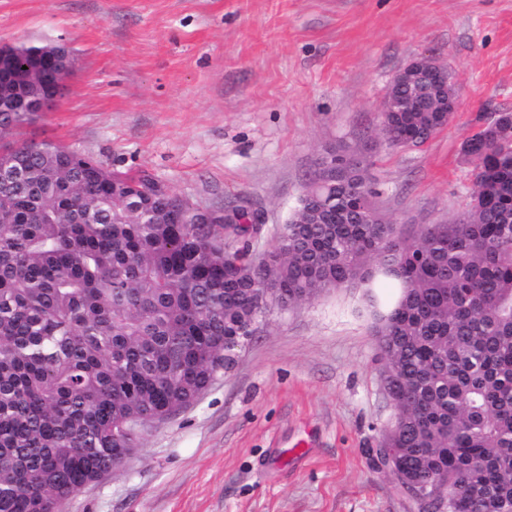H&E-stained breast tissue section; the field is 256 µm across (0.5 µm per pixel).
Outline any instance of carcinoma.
<instances>
[{
	"mask_svg": "<svg viewBox=\"0 0 512 512\" xmlns=\"http://www.w3.org/2000/svg\"><path fill=\"white\" fill-rule=\"evenodd\" d=\"M390 148L447 125L437 92L393 88ZM1 112L0 131L30 124ZM468 211L403 235L378 206L371 160L326 149L269 253L225 247L243 222L185 224L188 202L143 173L106 169L57 144L1 143L0 512H55L111 473L141 435L194 404L268 307L368 288L395 424V477L448 512H512V112L476 117Z\"/></svg>",
	"mask_w": 512,
	"mask_h": 512,
	"instance_id": "cac0c4a2",
	"label": "carcinoma"
}]
</instances>
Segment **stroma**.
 Returning a JSON list of instances; mask_svg holds the SVG:
<instances>
[{
	"label": "stroma",
	"mask_w": 512,
	"mask_h": 512,
	"mask_svg": "<svg viewBox=\"0 0 512 512\" xmlns=\"http://www.w3.org/2000/svg\"><path fill=\"white\" fill-rule=\"evenodd\" d=\"M66 43L54 111L17 131L214 208L244 206L269 252L324 149H370L382 212L412 234L469 208L477 113L512 112V0H0V44ZM431 55L458 108L388 148L393 76ZM362 291L271 311L192 406L58 512H431L368 454L394 418Z\"/></svg>",
	"instance_id": "obj_1"
}]
</instances>
